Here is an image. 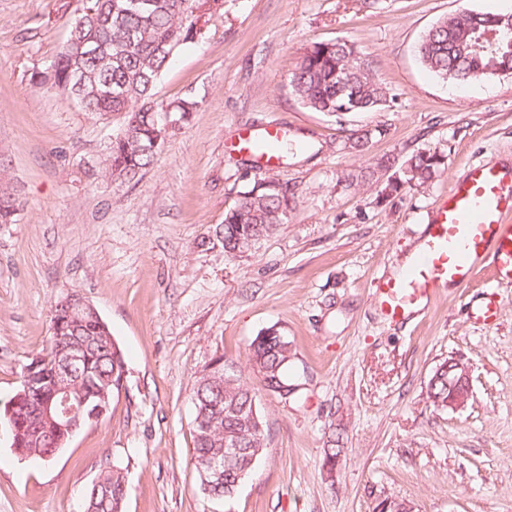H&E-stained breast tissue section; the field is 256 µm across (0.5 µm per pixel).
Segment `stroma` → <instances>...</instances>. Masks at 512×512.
Wrapping results in <instances>:
<instances>
[{
  "mask_svg": "<svg viewBox=\"0 0 512 512\" xmlns=\"http://www.w3.org/2000/svg\"><path fill=\"white\" fill-rule=\"evenodd\" d=\"M84 0H0V186L16 202L0 224V404L51 334L56 304L85 297L122 348L127 377L109 414L53 462L18 457L0 437V512H84L88 486L120 466L124 512H373L384 498L415 512H512V289L473 323L494 282L479 270L425 314L394 323L380 279L417 251L431 212L472 164L512 162V75L461 87L432 76L417 46L462 9L511 12L512 0H224L202 38L180 49L157 100L195 96L189 122L139 182L104 176L122 115L79 109L32 76L61 52ZM345 41L387 87L372 112L304 107L289 80L305 50ZM279 123L300 149L275 168L230 150L239 132ZM375 130L364 150L355 131ZM435 150L427 184L386 200L385 155ZM372 169L369 184L344 182ZM271 176L295 194L287 222L241 256L215 231L241 192ZM276 327L302 385L284 400L247 364ZM257 394L266 448L232 497L204 495L193 466L192 390L217 356ZM473 369V398L438 410L426 390L448 358ZM343 454L322 467L328 438ZM496 295L495 292H492L481 304L471 307L470 318L474 323L490 325L496 321L498 316Z\"/></svg>",
  "mask_w": 512,
  "mask_h": 512,
  "instance_id": "1",
  "label": "stroma"
}]
</instances>
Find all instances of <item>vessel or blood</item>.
Masks as SVG:
<instances>
[{"label": "vessel or blood", "mask_w": 512, "mask_h": 512, "mask_svg": "<svg viewBox=\"0 0 512 512\" xmlns=\"http://www.w3.org/2000/svg\"><path fill=\"white\" fill-rule=\"evenodd\" d=\"M487 265L497 287L512 288V166L464 170L435 207L409 269L379 282L376 303L390 321H405L424 312L437 293L466 287ZM497 316L492 293L470 311L482 325Z\"/></svg>", "instance_id": "obj_1"}]
</instances>
